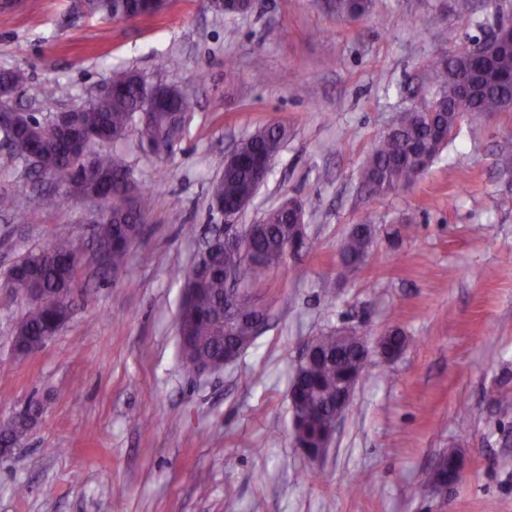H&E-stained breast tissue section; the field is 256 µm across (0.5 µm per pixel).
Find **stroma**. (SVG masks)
Returning a JSON list of instances; mask_svg holds the SVG:
<instances>
[{"mask_svg": "<svg viewBox=\"0 0 512 512\" xmlns=\"http://www.w3.org/2000/svg\"><path fill=\"white\" fill-rule=\"evenodd\" d=\"M331 0H253L225 14L170 0L153 19L91 18L79 0H23L0 11V69L28 77L16 105L49 119L105 93L112 73L187 92L181 140L154 154L129 131L120 148L158 199L128 266L98 264L95 206L49 204L56 183L0 150V421L28 401L43 415L0 453V512H505L512 505V112L461 123L417 186L375 197L358 175L402 112L437 86L436 57L512 22L486 0H370L337 19ZM67 85L49 99L46 87ZM291 131L244 224L284 199L305 210L309 250L289 256L253 295L269 315L223 370L181 369L177 318L196 250L183 227L220 223L210 208L225 154L263 125ZM377 230L354 273L337 269L356 224ZM78 248L70 318L32 354L15 347L28 304L6 282L28 253ZM347 326L407 338L371 354L318 460L294 442L288 388L304 344ZM455 451L460 476L425 489Z\"/></svg>", "mask_w": 512, "mask_h": 512, "instance_id": "stroma-1", "label": "stroma"}]
</instances>
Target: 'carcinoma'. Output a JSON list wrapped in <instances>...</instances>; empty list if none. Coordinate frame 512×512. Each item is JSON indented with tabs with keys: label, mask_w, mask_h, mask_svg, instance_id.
<instances>
[{
	"label": "carcinoma",
	"mask_w": 512,
	"mask_h": 512,
	"mask_svg": "<svg viewBox=\"0 0 512 512\" xmlns=\"http://www.w3.org/2000/svg\"><path fill=\"white\" fill-rule=\"evenodd\" d=\"M89 14L113 20L131 17L146 20L156 15L150 0H89ZM369 0H336V17L347 23L359 22L368 12ZM467 68L457 58L439 57L433 61L438 90L434 97L423 98L403 114L391 131L375 145L360 172V184L370 194L407 192L422 178L419 159L427 151L436 157L453 131L464 120L480 124L487 114L498 112L512 98V47L496 51L488 76L464 112L453 109L459 85L448 73ZM26 76L21 70H0V91L20 96ZM152 86L136 71L121 69L112 74V92L94 99L89 107L78 108L75 121L57 125L34 118L28 126L6 127L4 141L31 145L38 156L37 173L59 181L62 191L52 199L53 205L70 201L74 193L89 187L105 195L109 217L96 225V236L112 243V270L126 267L130 247L139 239L144 224L156 205L155 198L143 192L129 195L131 171L123 156L103 150L116 144L131 127H136L140 141L149 145L157 141L177 143L186 121L180 113L189 111V97L155 109L148 120L136 125L133 116L147 111ZM288 139V127L268 124L256 129L239 142L236 158L223 166L218 195L224 208L237 210L253 200L259 185L257 172L271 164ZM205 247L208 258L193 260L188 270L176 268V278L192 280L193 291L182 299L179 319V356L185 372L195 375L201 368L214 367L224 355L253 344L256 333L252 302L243 299L226 304L229 287L249 291L259 287L271 272L285 265L288 246L298 240L297 225L287 215L269 212L258 231L251 224L233 227L234 239L222 237L218 224L208 228ZM375 243L374 226L364 223L351 227L340 249L346 264L364 262ZM79 259L74 244L57 240L31 253L9 271V282L40 291L41 301L29 307L15 329V346L22 354L42 346L45 332L65 321L71 311L70 297L76 285ZM313 362L294 379V389L303 398L298 424L293 427L294 440L310 449L314 459L322 456V445L330 433L331 412L343 383L359 380L363 373L362 344L356 337L340 344L327 333L317 338ZM32 422L11 419L0 423V442L7 444L27 436ZM445 465L436 476L443 481L457 475L454 453L444 456Z\"/></svg>",
	"instance_id": "carcinoma-1"
}]
</instances>
